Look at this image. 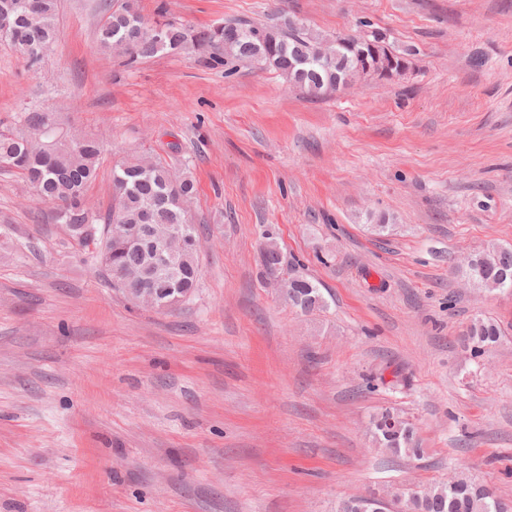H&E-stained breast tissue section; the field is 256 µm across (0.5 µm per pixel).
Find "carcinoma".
Listing matches in <instances>:
<instances>
[{"instance_id": "1", "label": "carcinoma", "mask_w": 512, "mask_h": 512, "mask_svg": "<svg viewBox=\"0 0 512 512\" xmlns=\"http://www.w3.org/2000/svg\"><path fill=\"white\" fill-rule=\"evenodd\" d=\"M28 0H0V13L11 17V27L0 43L13 48L23 62H28L31 43L41 40L53 43L58 39L57 0H34L36 6H26ZM164 26L162 34L154 32L131 0H124L110 13L99 29L100 45L127 57L132 65L160 52H194L216 58H232L246 65L271 69L281 75L289 86L311 98L329 96L345 86L359 63L371 57L373 50L394 58L398 66L412 64L416 52L391 49L386 42H376L374 31L360 30L342 36L331 45V56L321 57L332 37L310 29L295 14L282 11L274 25L247 21L226 22L222 28L196 29L174 20L156 19ZM53 116L40 107H30L21 115L19 124L0 128V161L18 160V174L33 187L38 197L53 206V218L75 239H82L84 224L100 220L85 204L84 191L97 174L102 153L99 141L73 134L58 140L36 132L42 116ZM113 205L104 227L114 224H151L163 236L167 226L187 224L185 211L176 200L191 201L196 193L194 180L183 172L169 169L161 162L143 164L138 160L124 161L112 168ZM174 277L157 276L150 266L149 252L132 249L107 264L108 277L113 267L133 271L138 279L127 280L119 291L133 299L143 288L164 289L181 283L191 295L198 287L201 271L197 256L188 250L175 252ZM266 272L280 269L282 258L276 244L268 242L262 251ZM464 274L477 288L487 291L512 289V250L495 245L470 256L464 264ZM285 297L302 313L327 309L328 304L318 286L301 275L288 279ZM499 327L489 319H478L467 329L464 345L473 357H480L500 339ZM387 425V413L374 418L376 441L394 455L404 454L419 459L423 449L414 438V427L398 415ZM402 512H512V501L505 500L491 489L461 476L454 485L441 484L420 496L405 500Z\"/></svg>"}]
</instances>
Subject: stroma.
Returning <instances> with one entry per match:
<instances>
[{
  "label": "stroma",
  "instance_id": "1",
  "mask_svg": "<svg viewBox=\"0 0 512 512\" xmlns=\"http://www.w3.org/2000/svg\"><path fill=\"white\" fill-rule=\"evenodd\" d=\"M114 2L59 0L37 65L0 44V122L43 104L102 142L98 216L119 161L187 172L201 279L177 308L135 307L0 169V512H336L461 470L512 500V291L460 272L512 247V0H138L197 28L367 21L415 49L407 77L321 101L195 54L127 66L97 42ZM267 231L326 311L275 287ZM478 318L501 341L475 358ZM387 409L422 459L376 447Z\"/></svg>",
  "mask_w": 512,
  "mask_h": 512
}]
</instances>
